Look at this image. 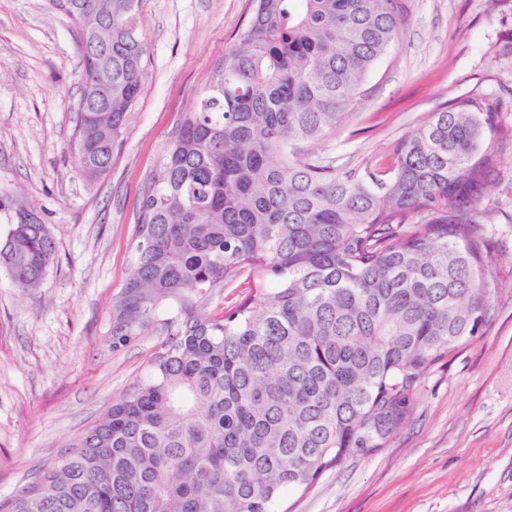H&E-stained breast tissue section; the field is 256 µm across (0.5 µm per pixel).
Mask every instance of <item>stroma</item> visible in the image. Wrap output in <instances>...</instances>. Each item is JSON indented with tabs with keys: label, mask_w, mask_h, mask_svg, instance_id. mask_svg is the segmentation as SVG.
Wrapping results in <instances>:
<instances>
[{
	"label": "stroma",
	"mask_w": 512,
	"mask_h": 512,
	"mask_svg": "<svg viewBox=\"0 0 512 512\" xmlns=\"http://www.w3.org/2000/svg\"><path fill=\"white\" fill-rule=\"evenodd\" d=\"M250 0H142L149 47L139 102L111 172L90 183L67 144L81 52L49 0H0V241L46 224L42 287L0 268V498L51 464L143 372L150 332L112 350V300L129 270L137 196L178 113L246 27ZM351 125L322 147L345 164L381 153L465 94L504 100L512 126V0H413L402 41L376 65ZM499 294L490 318L420 382L393 442L324 472L292 512H512V144L481 205Z\"/></svg>",
	"instance_id": "35a3bbf8"
}]
</instances>
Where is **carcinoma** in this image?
Here are the masks:
<instances>
[{"label": "carcinoma", "mask_w": 512, "mask_h": 512, "mask_svg": "<svg viewBox=\"0 0 512 512\" xmlns=\"http://www.w3.org/2000/svg\"><path fill=\"white\" fill-rule=\"evenodd\" d=\"M52 3L86 49L70 151L94 182L142 90V0ZM411 14V0H251L139 188L110 345L163 339L0 512H288L286 492L389 446L420 380L494 306L477 215L512 144L501 100L463 94L378 155L320 153ZM54 255L44 224L0 242L23 290Z\"/></svg>", "instance_id": "cac0c4a2"}]
</instances>
